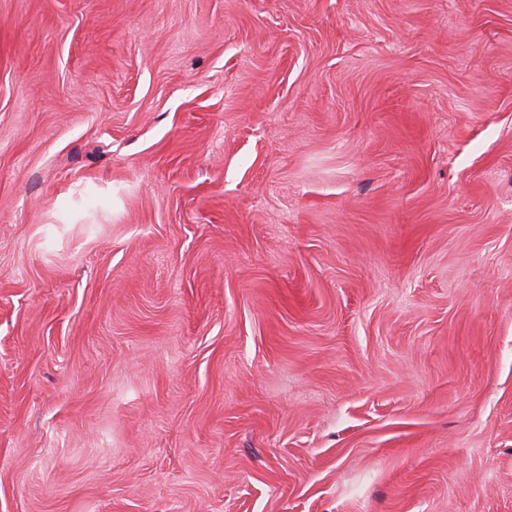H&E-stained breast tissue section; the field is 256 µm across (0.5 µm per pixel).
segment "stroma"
<instances>
[{
  "label": "stroma",
  "instance_id": "1",
  "mask_svg": "<svg viewBox=\"0 0 512 512\" xmlns=\"http://www.w3.org/2000/svg\"><path fill=\"white\" fill-rule=\"evenodd\" d=\"M0 512H512V0H0Z\"/></svg>",
  "mask_w": 512,
  "mask_h": 512
}]
</instances>
